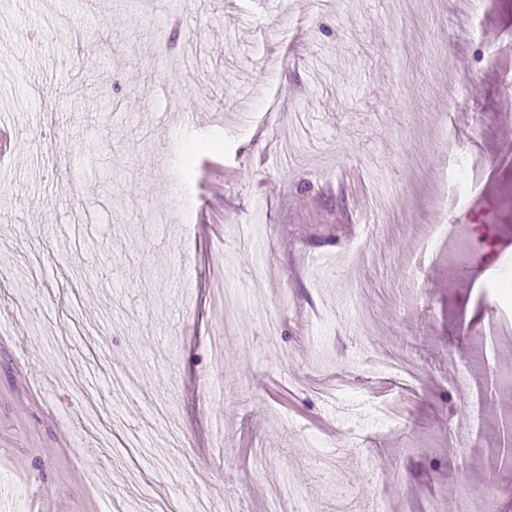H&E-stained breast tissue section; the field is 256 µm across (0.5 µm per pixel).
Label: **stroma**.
<instances>
[{"mask_svg":"<svg viewBox=\"0 0 512 512\" xmlns=\"http://www.w3.org/2000/svg\"><path fill=\"white\" fill-rule=\"evenodd\" d=\"M42 2L0 13V507L512 512V0H55L94 35L35 55Z\"/></svg>","mask_w":512,"mask_h":512,"instance_id":"35a3bbf8","label":"stroma"}]
</instances>
